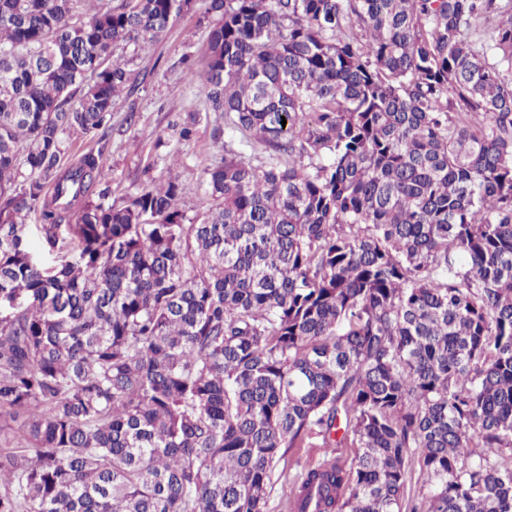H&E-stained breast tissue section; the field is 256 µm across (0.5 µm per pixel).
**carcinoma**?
Instances as JSON below:
<instances>
[{
    "label": "carcinoma",
    "mask_w": 512,
    "mask_h": 512,
    "mask_svg": "<svg viewBox=\"0 0 512 512\" xmlns=\"http://www.w3.org/2000/svg\"><path fill=\"white\" fill-rule=\"evenodd\" d=\"M81 3L0 0V512H267L307 447L292 512H402L415 454L410 512H512V0H207L253 155L191 216L105 153L192 0ZM322 448H294L280 461L275 483L268 502V512H292L289 499L294 496L297 484L305 467L318 462L323 456ZM426 476L423 473L418 456H412L408 462L407 483L403 501V511L408 512L414 503H417L425 491Z\"/></svg>",
    "instance_id": "cac0c4a2"
}]
</instances>
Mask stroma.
<instances>
[{"label": "stroma", "instance_id": "1", "mask_svg": "<svg viewBox=\"0 0 512 512\" xmlns=\"http://www.w3.org/2000/svg\"><path fill=\"white\" fill-rule=\"evenodd\" d=\"M213 23L206 0H193L191 9L149 47L124 42L114 47L112 57L130 72L133 87L121 94L112 112L105 159L113 201L175 176L185 186L179 208L190 214L199 208V183L216 156L214 129L224 123L223 113L209 111L202 88ZM179 123L194 126L191 142L179 140ZM322 456L316 447L288 451L277 469L269 512H290L304 468Z\"/></svg>", "mask_w": 512, "mask_h": 512}]
</instances>
